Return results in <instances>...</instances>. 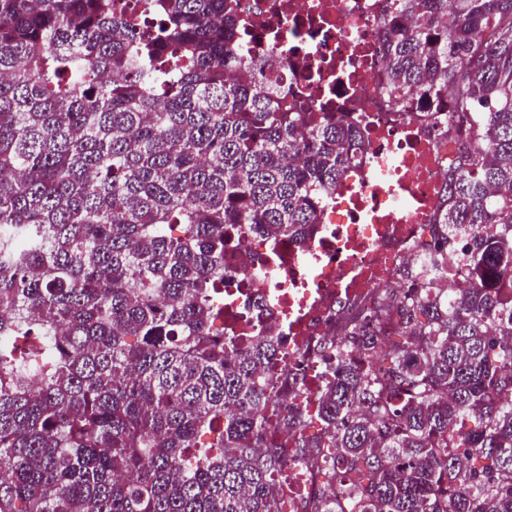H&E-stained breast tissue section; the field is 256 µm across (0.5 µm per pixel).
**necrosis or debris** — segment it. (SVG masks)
Returning <instances> with one entry per match:
<instances>
[{
  "mask_svg": "<svg viewBox=\"0 0 512 512\" xmlns=\"http://www.w3.org/2000/svg\"><path fill=\"white\" fill-rule=\"evenodd\" d=\"M239 4L246 52L271 58L281 93L298 111L316 105L349 118L360 135V153L323 202L316 231L301 243L250 241L224 279L225 328L252 321V303L261 301L287 361L305 358L302 381L279 399L291 410L320 383V341L343 338L349 320L401 284L405 265L426 259L454 161L445 134L453 118L398 111L414 94L392 90L385 76L384 0ZM274 487L283 512H299L302 500L319 495L321 478L288 454Z\"/></svg>",
  "mask_w": 512,
  "mask_h": 512,
  "instance_id": "obj_1",
  "label": "necrosis or debris"
}]
</instances>
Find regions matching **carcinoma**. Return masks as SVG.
<instances>
[{
	"label": "carcinoma",
	"mask_w": 512,
	"mask_h": 512,
	"mask_svg": "<svg viewBox=\"0 0 512 512\" xmlns=\"http://www.w3.org/2000/svg\"><path fill=\"white\" fill-rule=\"evenodd\" d=\"M386 2L390 84L457 145L406 280L499 228L468 286L321 347L331 456L271 405L274 325L224 331V256L304 238L356 127L281 96L238 0H0V512H281L282 436L327 486L303 512H512V0Z\"/></svg>",
	"instance_id": "carcinoma-1"
}]
</instances>
